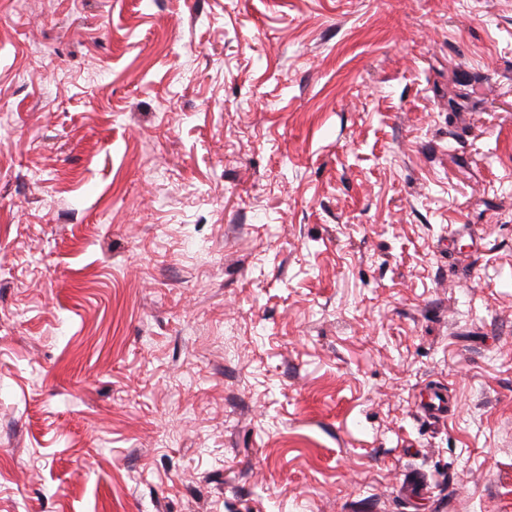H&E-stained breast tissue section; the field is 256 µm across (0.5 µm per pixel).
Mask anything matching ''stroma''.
<instances>
[{
  "instance_id": "stroma-1",
  "label": "stroma",
  "mask_w": 512,
  "mask_h": 512,
  "mask_svg": "<svg viewBox=\"0 0 512 512\" xmlns=\"http://www.w3.org/2000/svg\"><path fill=\"white\" fill-rule=\"evenodd\" d=\"M0 512H512V0H0Z\"/></svg>"
}]
</instances>
